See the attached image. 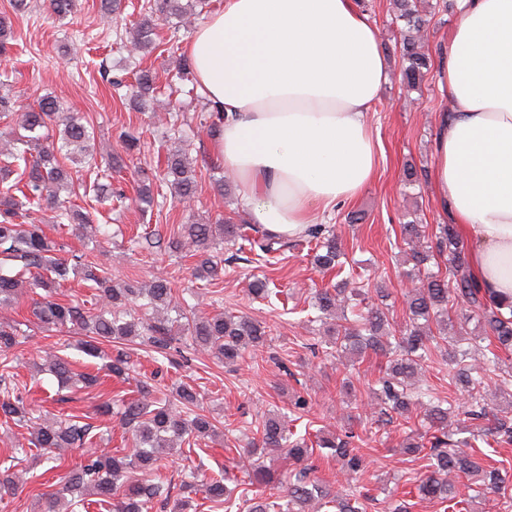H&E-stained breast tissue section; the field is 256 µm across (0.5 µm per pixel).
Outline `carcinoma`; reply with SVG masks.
Masks as SVG:
<instances>
[{"label": "carcinoma", "instance_id": "carcinoma-1", "mask_svg": "<svg viewBox=\"0 0 512 512\" xmlns=\"http://www.w3.org/2000/svg\"><path fill=\"white\" fill-rule=\"evenodd\" d=\"M203 0H145L142 18L135 26L134 49L150 53L159 47L152 16H181L189 8H199ZM398 18L407 26L402 43L403 82L415 88L431 67L430 57L420 52L416 34L426 26L415 0H394ZM156 87L151 71L143 69L136 77L129 99L141 111H153ZM200 126L210 136L221 133V117L216 107L205 103L197 115ZM0 120L13 124L22 133L13 146L0 155V180H13L0 198V306H10L22 295L42 290L34 302L33 315L39 324L51 331L68 324L86 332L79 351L87 357L105 360V369L124 381L130 380L127 359L111 357L105 347L114 342L137 340L151 351L168 358L174 343L186 340L187 347L208 352L227 364L244 358L266 341L267 330L261 322L244 313L219 312L199 316L194 307L173 302V288L168 280L156 278L145 287H137L117 279L112 271L100 266L92 252L65 257L64 244L48 237L31 213L44 207L56 213L61 234L82 233L92 223L89 213L72 198L80 193L68 164L80 166L95 160L91 141L93 132L78 116L63 114L56 97L40 100L38 109L19 112L9 95L0 94ZM216 169L202 152L195 158L180 147L169 152L162 181L169 184L178 203L194 199L198 190L196 166ZM402 235L409 247L403 264L404 275L411 288L404 293L407 320L399 326L389 318L388 289H374L356 284L349 275L334 288L313 293L309 306L318 312L316 321H336L324 341L326 355L338 361L348 360L350 366L372 351L387 359L385 375L375 392L376 405L382 415L396 414L407 424L417 421L402 448L407 454H418L430 443L432 463L429 470L413 479L418 494L442 503H459L456 481L478 477L481 486L493 492L506 491L512 485V472L483 469L475 455L467 451L466 439L451 443L449 427L452 415L459 408L444 406L435 389L421 380L424 363L438 353L453 366L452 383L467 396L463 414L475 422L487 418L488 384L486 376L502 372L501 354L512 353V307L504 312L492 305L470 274L459 246L458 230L453 224H439L430 242L422 225L411 220L402 225ZM235 247V254L259 258L288 246L284 238L273 235L261 226L249 224H179L170 232L168 248L173 252L193 249L199 257L195 278L211 282L224 271V259L213 253L216 245ZM312 245V264L321 271L340 268L344 256L338 236L320 224L308 230ZM445 258L446 272L432 273L431 260ZM80 277L95 290L85 300H60L57 288L70 277ZM249 294L267 300L278 295L266 276H253ZM463 304L461 317L481 327L488 339V353L482 361L473 362L472 348L448 338L452 320L448 305ZM168 311L176 312L171 319ZM25 331L18 324L0 322V367L7 371L15 362L14 349ZM48 371L65 383L85 387L94 385L95 376L77 373L68 359L56 356ZM138 397L121 400L120 420L131 434L133 448L124 454L93 447L94 425L78 419H55L39 423L18 387L0 390V422L4 425L30 428V444L56 455L68 449H79L85 461L63 477V490L82 494L88 489L112 500V512H151L153 504L167 502L171 495L168 482H142L132 478L140 472L156 473L161 461L182 448L216 431V425L204 413L201 393L179 386L170 396L146 384L137 385ZM478 433L486 432L501 444H512V417H495L484 427L475 425ZM316 445L330 448L343 461L345 480L340 488L331 490L311 476L308 460L312 447L304 438H293L288 421L277 413L265 416L243 448L249 465L242 466L244 483L254 487L252 497L245 499V512H365L367 494L359 490V474L363 455L351 442L333 434L317 438ZM279 451L285 464L282 472L265 465L257 451ZM206 498L225 501L227 487L222 479L202 484Z\"/></svg>", "mask_w": 512, "mask_h": 512}]
</instances>
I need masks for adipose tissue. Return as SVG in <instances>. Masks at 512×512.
Returning a JSON list of instances; mask_svg holds the SVG:
<instances>
[{
  "label": "adipose tissue",
  "mask_w": 512,
  "mask_h": 512,
  "mask_svg": "<svg viewBox=\"0 0 512 512\" xmlns=\"http://www.w3.org/2000/svg\"><path fill=\"white\" fill-rule=\"evenodd\" d=\"M430 187L473 277L512 305V0H456ZM186 53L224 123L215 151L253 223L288 239L371 181L370 114L388 80L353 0H224Z\"/></svg>",
  "instance_id": "ef3b65f1"
}]
</instances>
